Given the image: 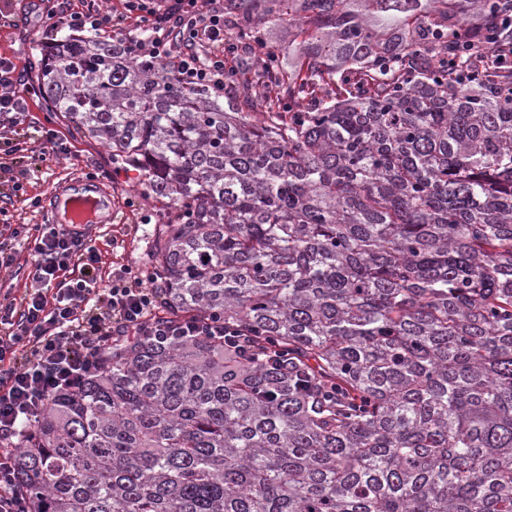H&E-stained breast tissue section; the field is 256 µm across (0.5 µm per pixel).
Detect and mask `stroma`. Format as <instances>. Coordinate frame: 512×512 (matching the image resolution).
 <instances>
[{"mask_svg": "<svg viewBox=\"0 0 512 512\" xmlns=\"http://www.w3.org/2000/svg\"><path fill=\"white\" fill-rule=\"evenodd\" d=\"M46 42V26L32 0H0V56L17 67L19 92L27 96L28 110L22 121L0 130V151L9 141H25L29 154H38L42 133L59 131L70 147L67 155L40 165L21 177V190H14L10 173L0 172V235L9 236L15 224H46V205L51 196L70 181L96 174L111 189L117 206L112 223L94 228L90 237L100 251L103 274L124 267H142L148 236L160 218L158 204L143 199L133 177L112 171V151L88 138L50 109L38 92V72Z\"/></svg>", "mask_w": 512, "mask_h": 512, "instance_id": "35a3bbf8", "label": "stroma"}]
</instances>
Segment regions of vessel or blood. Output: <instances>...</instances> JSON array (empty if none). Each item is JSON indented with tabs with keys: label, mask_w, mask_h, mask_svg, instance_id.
Masks as SVG:
<instances>
[{
	"label": "vessel or blood",
	"mask_w": 512,
	"mask_h": 512,
	"mask_svg": "<svg viewBox=\"0 0 512 512\" xmlns=\"http://www.w3.org/2000/svg\"><path fill=\"white\" fill-rule=\"evenodd\" d=\"M51 221L63 226L108 224L112 193L100 182L86 179L65 185L50 201Z\"/></svg>",
	"instance_id": "vessel-or-blood-1"
}]
</instances>
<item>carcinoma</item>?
I'll return each mask as SVG.
<instances>
[{
  "mask_svg": "<svg viewBox=\"0 0 512 512\" xmlns=\"http://www.w3.org/2000/svg\"><path fill=\"white\" fill-rule=\"evenodd\" d=\"M502 8L224 0L263 112L46 46L54 109L168 210L160 315L238 337L125 340L51 397L0 443L31 512H512V68L450 53Z\"/></svg>",
  "mask_w": 512,
  "mask_h": 512,
  "instance_id": "obj_1",
  "label": "carcinoma"
}]
</instances>
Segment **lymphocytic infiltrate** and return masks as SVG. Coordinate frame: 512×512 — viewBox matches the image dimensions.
Listing matches in <instances>:
<instances>
[{
	"label": "lymphocytic infiltrate",
	"mask_w": 512,
	"mask_h": 512,
	"mask_svg": "<svg viewBox=\"0 0 512 512\" xmlns=\"http://www.w3.org/2000/svg\"><path fill=\"white\" fill-rule=\"evenodd\" d=\"M46 19L71 30L126 32L131 52L175 62L179 76L224 88L222 0H123L119 13L77 11L68 0H40ZM219 46L200 55L199 36ZM11 237L27 244L29 283L23 294H0V436H12L55 393L101 373L112 347L135 336H220L223 324L159 319L157 292L140 275L116 276L102 287L100 255L86 232L56 224L17 225Z\"/></svg>",
	"instance_id": "1"
}]
</instances>
